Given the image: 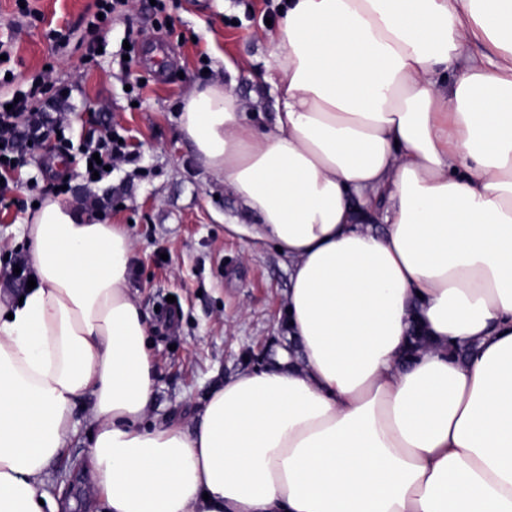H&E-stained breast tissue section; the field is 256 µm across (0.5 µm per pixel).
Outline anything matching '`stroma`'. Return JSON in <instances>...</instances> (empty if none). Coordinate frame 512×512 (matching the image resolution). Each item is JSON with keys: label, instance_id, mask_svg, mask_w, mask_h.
<instances>
[{"label": "stroma", "instance_id": "35a3bbf8", "mask_svg": "<svg viewBox=\"0 0 512 512\" xmlns=\"http://www.w3.org/2000/svg\"><path fill=\"white\" fill-rule=\"evenodd\" d=\"M165 4L171 23L162 27L150 0H129L112 19L102 56L89 63L82 38L94 0H0V37L12 38L11 59L0 63V99L46 75L68 82L74 145L109 128L136 157L90 187L76 164H58L45 149L13 172V201L0 204V301L20 293L5 273L10 257L28 251L20 238L27 212L52 176L65 175L66 201L90 205L98 221L126 227L135 244L128 286L149 325L156 366L152 423L196 415L209 389L288 349V261L273 244L250 238L252 217L197 162L178 123L182 98L218 81L232 83L247 111H273L274 100L257 78L269 58L268 25L281 19L280 0ZM129 30L136 45L125 66L120 59ZM58 31L68 34L66 43L57 44ZM226 57L236 62L237 76L225 71ZM136 82L141 89L134 101L126 87ZM250 351L256 360H247ZM89 409V401L78 404L65 453L38 484L53 497L58 486L75 482L73 503L63 512H103L88 472L71 469L86 459L94 432Z\"/></svg>", "mask_w": 512, "mask_h": 512}]
</instances>
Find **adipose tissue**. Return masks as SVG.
<instances>
[{"label":"adipose tissue","instance_id":"1","mask_svg":"<svg viewBox=\"0 0 512 512\" xmlns=\"http://www.w3.org/2000/svg\"><path fill=\"white\" fill-rule=\"evenodd\" d=\"M269 41L271 116L213 83L178 122L287 259L295 355L147 424L133 242L46 197L0 303V512H60L86 398L105 512H512V0H286Z\"/></svg>","mask_w":512,"mask_h":512}]
</instances>
